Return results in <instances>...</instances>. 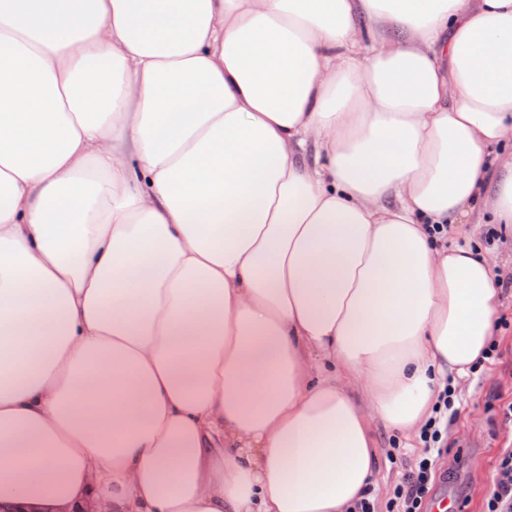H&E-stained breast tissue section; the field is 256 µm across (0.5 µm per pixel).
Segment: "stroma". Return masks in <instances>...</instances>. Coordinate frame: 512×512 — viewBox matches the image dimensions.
<instances>
[{"mask_svg": "<svg viewBox=\"0 0 512 512\" xmlns=\"http://www.w3.org/2000/svg\"><path fill=\"white\" fill-rule=\"evenodd\" d=\"M500 313L507 323L495 338L502 356L486 363L478 374L457 385V412L437 459L439 478L429 492L464 504V512H484L500 449L512 447V422L505 421L503 404L512 402V288L504 289ZM378 470L372 484L379 505H386L396 484L421 454L417 448L393 447L397 431L377 426Z\"/></svg>", "mask_w": 512, "mask_h": 512, "instance_id": "stroma-1", "label": "stroma"}]
</instances>
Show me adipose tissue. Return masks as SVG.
Listing matches in <instances>:
<instances>
[{
  "label": "adipose tissue",
  "instance_id": "obj_1",
  "mask_svg": "<svg viewBox=\"0 0 512 512\" xmlns=\"http://www.w3.org/2000/svg\"><path fill=\"white\" fill-rule=\"evenodd\" d=\"M483 211L512 0H0V512H351L494 339Z\"/></svg>",
  "mask_w": 512,
  "mask_h": 512
}]
</instances>
